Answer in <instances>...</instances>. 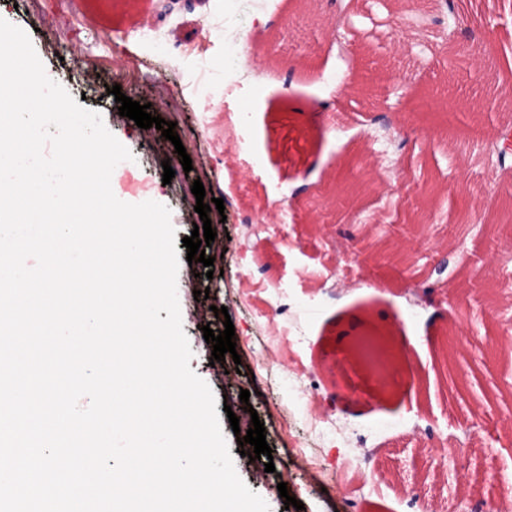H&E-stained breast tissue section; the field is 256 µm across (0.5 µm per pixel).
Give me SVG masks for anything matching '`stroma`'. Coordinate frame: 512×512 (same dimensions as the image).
<instances>
[{
	"instance_id": "obj_1",
	"label": "stroma",
	"mask_w": 512,
	"mask_h": 512,
	"mask_svg": "<svg viewBox=\"0 0 512 512\" xmlns=\"http://www.w3.org/2000/svg\"><path fill=\"white\" fill-rule=\"evenodd\" d=\"M224 2L149 0L128 25L119 17L132 7L117 0L108 31L86 21L78 0H0V19L28 34L53 80L98 111L133 153L117 170L115 194L170 208L190 367L238 417L235 429L221 417L222 431L238 475L270 512H286L281 481L303 512H425L432 499L447 512H479L480 497L499 489L493 470L512 468V427L501 415L512 405V366L485 359L512 318V293L503 288L512 260H493L485 248L512 174L458 151L485 146L500 128L498 114L449 119L418 103L443 91L482 97L486 76L448 69L433 13L400 23L394 0H353L345 26L331 35L301 18L299 0H272L233 20L261 70L241 81L224 42ZM461 4L497 31L482 53L498 58L512 49V0ZM406 66L413 75L403 94L391 76ZM115 84L175 122L191 171L160 130L120 116L107 92ZM165 160L175 171L167 185ZM197 179L207 197L224 201L209 214L217 228L205 250L218 271L211 278L181 244L200 220ZM441 240L449 276L465 275L469 286L459 302L475 341L460 353L506 383L489 399L473 376L454 380L439 370L441 336L461 324L454 305L441 293L426 301L410 293ZM217 306L228 309L238 357L215 363L202 328L223 330ZM344 326L388 349L419 337L414 383L376 382L363 402L346 401L319 364ZM255 416L267 431L271 473L240 454L235 432ZM356 458L393 479L352 480Z\"/></svg>"
}]
</instances>
